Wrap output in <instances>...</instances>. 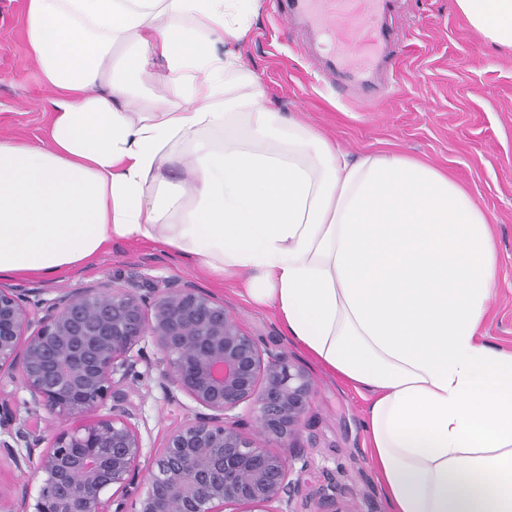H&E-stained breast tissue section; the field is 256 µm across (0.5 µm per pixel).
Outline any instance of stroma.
Returning <instances> with one entry per match:
<instances>
[{"instance_id": "stroma-1", "label": "stroma", "mask_w": 512, "mask_h": 512, "mask_svg": "<svg viewBox=\"0 0 512 512\" xmlns=\"http://www.w3.org/2000/svg\"><path fill=\"white\" fill-rule=\"evenodd\" d=\"M25 0H0V136L44 137L49 107L23 36ZM394 40L364 70L331 68L340 51L302 16L284 14L281 0H263L241 49L263 82L271 105L301 116L346 148L399 150L427 160L464 186L490 215L499 272L484 326L490 345L512 350V52L473 30L455 0H395L380 17ZM142 289L161 280L192 281L222 299L241 326L285 351L315 383L295 454L309 462V482L333 474L352 512H389L365 448L366 402L328 376L287 340L270 310L246 302L235 283H220L186 260L145 242L119 240L91 266L62 280L11 278L20 288L98 286L112 279ZM187 397L172 401L153 390L142 415L154 458L166 433L193 413Z\"/></svg>"}]
</instances>
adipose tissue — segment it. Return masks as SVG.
<instances>
[{
  "mask_svg": "<svg viewBox=\"0 0 512 512\" xmlns=\"http://www.w3.org/2000/svg\"><path fill=\"white\" fill-rule=\"evenodd\" d=\"M260 0H27L45 138H0V277L54 278L145 240L270 309L369 395L390 512H512V350L483 339L488 213L398 151L270 108L233 44ZM512 51V0H455ZM227 50H217V43ZM162 60L168 96H143Z\"/></svg>",
  "mask_w": 512,
  "mask_h": 512,
  "instance_id": "1",
  "label": "adipose tissue"
}]
</instances>
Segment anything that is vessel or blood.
Instances as JSON below:
<instances>
[{"mask_svg": "<svg viewBox=\"0 0 512 512\" xmlns=\"http://www.w3.org/2000/svg\"><path fill=\"white\" fill-rule=\"evenodd\" d=\"M388 0H289L290 8L312 14L324 34L344 53L361 60L389 40L379 16Z\"/></svg>", "mask_w": 512, "mask_h": 512, "instance_id": "vessel-or-blood-1", "label": "vessel or blood"}]
</instances>
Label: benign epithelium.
I'll return each instance as SVG.
<instances>
[{"label": "benign epithelium", "instance_id": "benign-epithelium-1", "mask_svg": "<svg viewBox=\"0 0 512 512\" xmlns=\"http://www.w3.org/2000/svg\"><path fill=\"white\" fill-rule=\"evenodd\" d=\"M154 386L196 411L143 467L141 403ZM313 393L301 367L190 281L147 293L114 281L50 300L0 284V459L36 463L33 512H291L308 464L294 478L272 448L294 447ZM315 496L318 512H345L334 477Z\"/></svg>", "mask_w": 512, "mask_h": 512}]
</instances>
